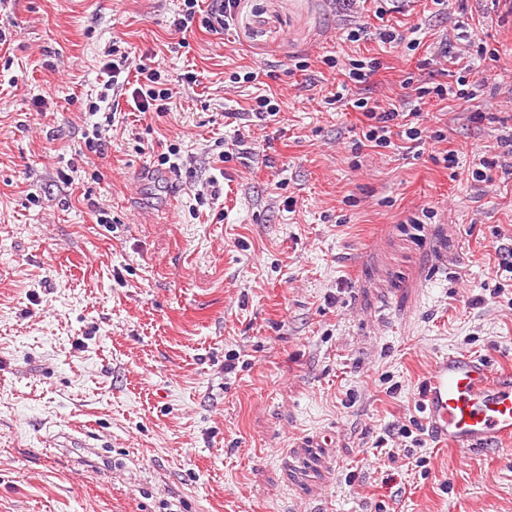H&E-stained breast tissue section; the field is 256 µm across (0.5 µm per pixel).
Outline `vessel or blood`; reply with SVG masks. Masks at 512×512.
<instances>
[{"label": "vessel or blood", "mask_w": 512, "mask_h": 512, "mask_svg": "<svg viewBox=\"0 0 512 512\" xmlns=\"http://www.w3.org/2000/svg\"><path fill=\"white\" fill-rule=\"evenodd\" d=\"M421 398L439 444L493 453L512 440V374H492L484 357H438L422 382Z\"/></svg>", "instance_id": "1"}]
</instances>
